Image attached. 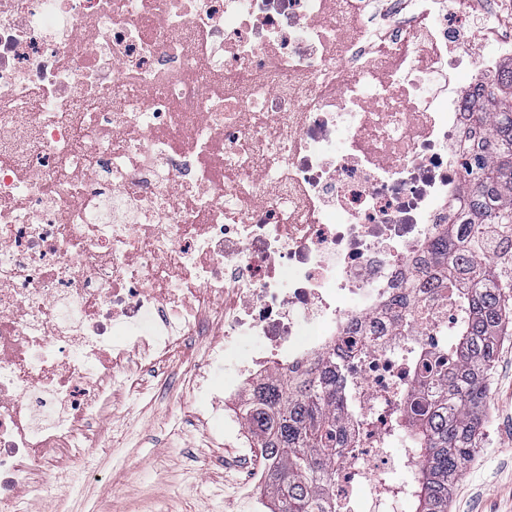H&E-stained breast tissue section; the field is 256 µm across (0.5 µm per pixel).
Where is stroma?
Returning <instances> with one entry per match:
<instances>
[{
  "label": "stroma",
  "mask_w": 512,
  "mask_h": 512,
  "mask_svg": "<svg viewBox=\"0 0 512 512\" xmlns=\"http://www.w3.org/2000/svg\"><path fill=\"white\" fill-rule=\"evenodd\" d=\"M195 398L176 389L115 398L97 447L78 467L40 471L50 492L30 512H245L224 467L236 448L189 421ZM485 436L452 488L448 512H512V338L500 348L486 397Z\"/></svg>",
  "instance_id": "1"
}]
</instances>
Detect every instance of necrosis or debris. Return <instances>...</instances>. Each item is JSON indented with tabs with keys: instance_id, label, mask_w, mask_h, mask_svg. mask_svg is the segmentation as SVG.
I'll return each mask as SVG.
<instances>
[{
	"instance_id": "1",
	"label": "necrosis or debris",
	"mask_w": 512,
	"mask_h": 512,
	"mask_svg": "<svg viewBox=\"0 0 512 512\" xmlns=\"http://www.w3.org/2000/svg\"><path fill=\"white\" fill-rule=\"evenodd\" d=\"M472 2L0 0V512L141 375L190 364L197 416L243 444L232 400L329 357L336 512L409 497L420 460L391 447L458 317L414 283L512 55L442 84Z\"/></svg>"
}]
</instances>
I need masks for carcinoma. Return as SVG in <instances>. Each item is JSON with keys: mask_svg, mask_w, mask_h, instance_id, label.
Listing matches in <instances>:
<instances>
[{"mask_svg": "<svg viewBox=\"0 0 512 512\" xmlns=\"http://www.w3.org/2000/svg\"><path fill=\"white\" fill-rule=\"evenodd\" d=\"M472 98L471 119L486 134L463 167L461 218L431 240L436 273L457 299L459 315L419 389L408 439L421 460L415 512H448L453 484L483 438L485 401L499 342L512 336V65ZM493 258L483 263L475 257ZM336 360L295 386L260 385L241 406L258 424L255 445L274 464L271 512H336L326 497L327 450L344 448Z\"/></svg>", "mask_w": 512, "mask_h": 512, "instance_id": "obj_1", "label": "carcinoma"}]
</instances>
